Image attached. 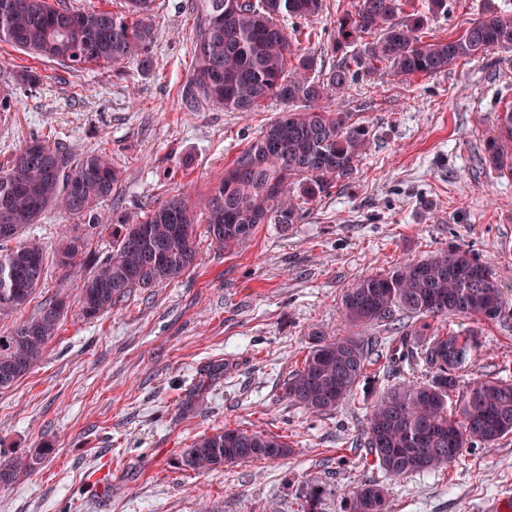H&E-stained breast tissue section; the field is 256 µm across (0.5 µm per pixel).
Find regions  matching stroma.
Returning a JSON list of instances; mask_svg holds the SVG:
<instances>
[{
  "label": "stroma",
  "instance_id": "obj_1",
  "mask_svg": "<svg viewBox=\"0 0 512 512\" xmlns=\"http://www.w3.org/2000/svg\"><path fill=\"white\" fill-rule=\"evenodd\" d=\"M325 3L304 22L300 48L319 50L354 0ZM451 4L426 36H457L488 6L503 10L512 0ZM152 23L151 48L120 68L100 62L73 72L0 44V165L47 138L104 155L121 173L116 194L94 208L103 226L83 230L86 250L99 256L112 250V212H137L183 189L205 193L284 109L276 101L249 113L205 102L182 108L201 0H155ZM31 71L37 81H27ZM507 104L512 52L408 81L379 68L332 102L370 129L353 179L310 201L288 232L261 225L234 252L199 237L197 267L163 287L133 290L96 319L84 318L77 302L85 267L57 264L75 219L45 212L24 236L42 244L47 278L23 309L0 316V334L55 293L70 308L44 358L0 388V455L51 453L0 489V512H303L314 485L326 490L321 512H341L342 494L368 482L386 488L391 512H485L494 501L512 512V437L464 449L448 470L394 479L355 446L369 386L328 416L284 395L310 328L351 334L340 300L361 276L460 247L512 286V179L488 167L482 142ZM430 330L478 332L462 385L512 379V302L499 319L448 317ZM227 427L285 436L292 452L211 472L182 469L183 448Z\"/></svg>",
  "mask_w": 512,
  "mask_h": 512
}]
</instances>
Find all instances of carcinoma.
<instances>
[{
	"mask_svg": "<svg viewBox=\"0 0 512 512\" xmlns=\"http://www.w3.org/2000/svg\"><path fill=\"white\" fill-rule=\"evenodd\" d=\"M153 0H125V13L81 11L49 0H0V43L75 70L92 63L123 64L149 49L157 31L149 21ZM406 0H356L336 16L327 46L319 52L293 48L299 23L323 13L324 0H202V32L193 50V74L182 100L195 108L208 101L230 112H253L268 101L287 102L281 113L238 152L209 197L191 203L180 192L141 214H112V252L84 253L76 235L59 263L84 256L90 274L79 286L84 316L118 308L135 288H157L198 265L196 209H204V234L220 249L247 244L261 224L283 232L299 223L304 205L353 177L370 141L369 129L336 112L326 100L386 64L407 81L448 69L463 58L512 51V15L490 7L460 36L424 41L430 20L449 11L448 0H423L403 14ZM336 62L323 70L325 54ZM486 162L512 179V108L500 113L487 135ZM119 173L100 154L75 153L46 139L19 148L0 166V315L28 304L45 278L46 256L37 242L14 246L23 230L49 208L88 218L93 206L117 190ZM505 288L494 269L467 250H440L364 276L341 296V314L353 327L383 326L395 332L405 318L423 321L414 336L366 342L356 335L309 333L302 366L284 383L288 400L311 415L332 414L362 382L386 381L367 412L365 457L389 476L445 469L465 448H491L512 436V380L483 379L463 389L461 374L478 346L474 333L428 335L427 318L459 316L496 320ZM68 296L57 294L39 311L0 335V387L27 375L58 334ZM386 346L392 364L424 367L427 378L389 382L391 372L371 377V356ZM458 393L454 405L448 404ZM292 448L281 436L240 428L202 435L181 453V466L206 472L254 460H276ZM51 453L0 457V488L12 486ZM325 490L311 486L304 512H319ZM344 512H389L386 492L368 483L347 495Z\"/></svg>",
	"mask_w": 512,
	"mask_h": 512,
	"instance_id": "cac0c4a2",
	"label": "carcinoma"
}]
</instances>
